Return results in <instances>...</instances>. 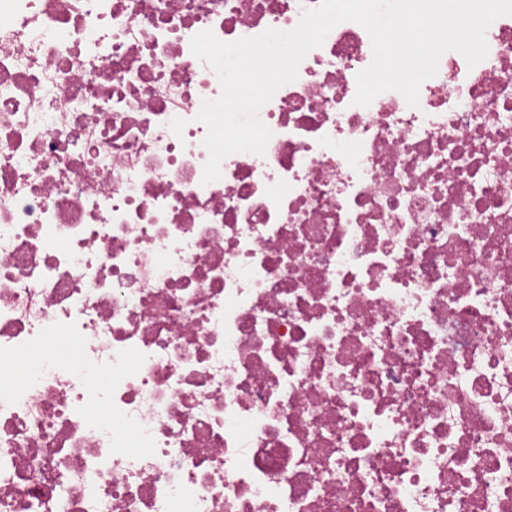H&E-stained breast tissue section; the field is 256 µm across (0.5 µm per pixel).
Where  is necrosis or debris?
Listing matches in <instances>:
<instances>
[{"mask_svg":"<svg viewBox=\"0 0 512 512\" xmlns=\"http://www.w3.org/2000/svg\"><path fill=\"white\" fill-rule=\"evenodd\" d=\"M320 3L0 0V512H512V15L416 108L338 24L203 183L191 38Z\"/></svg>","mask_w":512,"mask_h":512,"instance_id":"necrosis-or-debris-1","label":"necrosis or debris"}]
</instances>
